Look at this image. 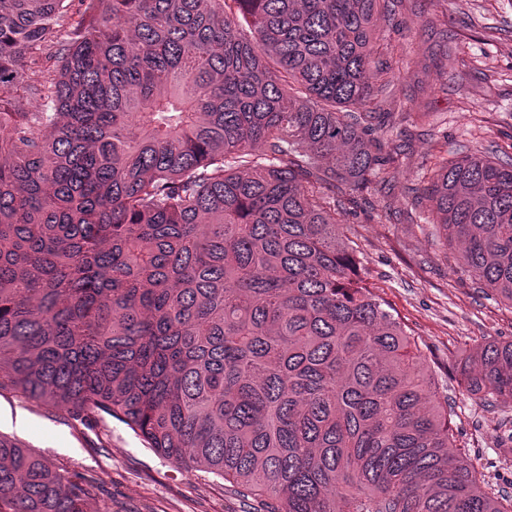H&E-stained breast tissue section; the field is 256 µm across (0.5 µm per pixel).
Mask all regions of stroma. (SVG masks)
Masks as SVG:
<instances>
[{"instance_id": "1", "label": "stroma", "mask_w": 512, "mask_h": 512, "mask_svg": "<svg viewBox=\"0 0 512 512\" xmlns=\"http://www.w3.org/2000/svg\"><path fill=\"white\" fill-rule=\"evenodd\" d=\"M390 65L384 133L398 163L359 200L348 235L378 293L412 329L453 410L456 445L487 490L512 495V401L470 399L446 366L487 340L512 339V303L462 272L433 225L406 204L434 150L512 159V0H400L378 24ZM0 433L63 473L96 486L89 512H249L201 468L174 467L125 424L99 414L87 425L0 383Z\"/></svg>"}]
</instances>
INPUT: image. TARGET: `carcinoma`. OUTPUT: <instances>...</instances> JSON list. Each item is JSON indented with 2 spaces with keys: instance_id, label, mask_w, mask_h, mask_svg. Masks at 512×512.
Segmentation results:
<instances>
[{
  "instance_id": "carcinoma-1",
  "label": "carcinoma",
  "mask_w": 512,
  "mask_h": 512,
  "mask_svg": "<svg viewBox=\"0 0 512 512\" xmlns=\"http://www.w3.org/2000/svg\"><path fill=\"white\" fill-rule=\"evenodd\" d=\"M391 0H0V372L203 468L256 512H512L451 451L409 328L336 190L395 162L368 74ZM58 59L50 74L28 59ZM467 273L512 302V163L441 157L423 193ZM512 399V340L457 362ZM91 488L0 433V512Z\"/></svg>"
}]
</instances>
